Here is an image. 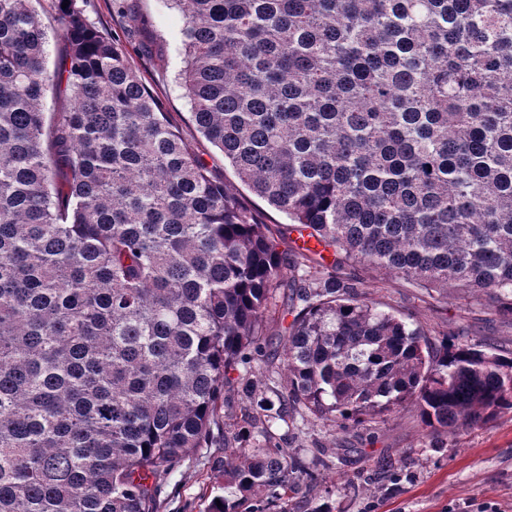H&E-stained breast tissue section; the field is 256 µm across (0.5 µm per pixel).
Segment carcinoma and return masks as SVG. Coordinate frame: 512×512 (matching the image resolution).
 <instances>
[{
  "label": "carcinoma",
  "mask_w": 512,
  "mask_h": 512,
  "mask_svg": "<svg viewBox=\"0 0 512 512\" xmlns=\"http://www.w3.org/2000/svg\"><path fill=\"white\" fill-rule=\"evenodd\" d=\"M32 2L0 0V512H158L216 432L205 512H270L309 476L272 431L295 412L346 430L411 409L445 448L512 409V352L437 342L341 273L512 317V0H173L192 118L307 237L284 250L85 0H55L52 71ZM279 306L286 383L264 392L243 366ZM70 108V98L64 87H50L43 99V112L46 113L48 123L60 112Z\"/></svg>",
  "instance_id": "1"
}]
</instances>
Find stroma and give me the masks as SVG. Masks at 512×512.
<instances>
[{
  "label": "stroma",
  "mask_w": 512,
  "mask_h": 512,
  "mask_svg": "<svg viewBox=\"0 0 512 512\" xmlns=\"http://www.w3.org/2000/svg\"><path fill=\"white\" fill-rule=\"evenodd\" d=\"M126 6L120 13L112 0H86V12L95 25L124 39L133 67L189 150L266 223H285L283 214L225 166L223 155L192 121L191 104L176 80L183 67L180 12L170 0H127ZM345 272L365 284L366 296L378 310L397 313L433 337L489 339L512 351V320L501 317L488 298L454 288L429 294L366 265H352ZM291 321L290 315L279 314L271 325L274 335L266 354L254 363L253 375L264 388L285 382L277 332ZM276 432L306 460L314 476L293 499L291 512H479L489 503L499 512H512V410L502 411L483 427L460 431L444 448L429 447L419 418L410 410L345 431L298 416L279 423ZM317 446H334L338 452L319 462L311 454ZM223 455V446L217 444L186 456L161 495L160 512H203L212 462ZM382 456L405 460L398 481L370 480Z\"/></svg>",
  "instance_id": "obj_1"
}]
</instances>
